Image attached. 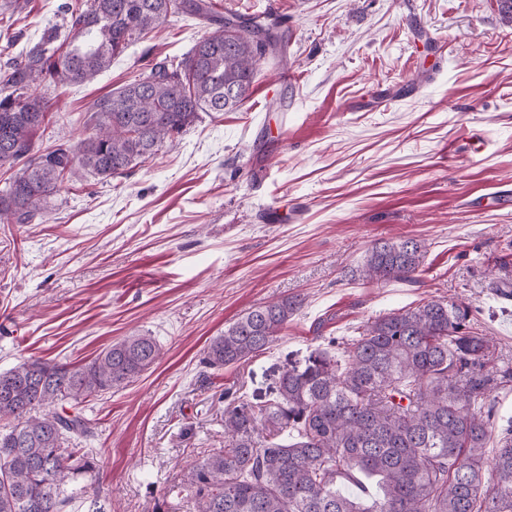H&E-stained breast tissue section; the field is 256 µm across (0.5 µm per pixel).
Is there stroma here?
<instances>
[{
	"mask_svg": "<svg viewBox=\"0 0 512 512\" xmlns=\"http://www.w3.org/2000/svg\"><path fill=\"white\" fill-rule=\"evenodd\" d=\"M63 0L0 12V65L61 20ZM288 30L286 64L257 66L236 110L199 120L126 174L61 190L43 224H0V370L91 360L154 336L161 357L79 406L96 436L97 498L72 512H153L203 450L224 445V392L264 386L318 337L431 299L477 307L512 362V22L497 0H224ZM211 22L175 18L92 83L49 90L85 134L93 99L186 52ZM414 238L411 283L356 270ZM303 305L258 360L211 374L207 340L251 307Z\"/></svg>",
	"mask_w": 512,
	"mask_h": 512,
	"instance_id": "35a3bbf8",
	"label": "stroma"
}]
</instances>
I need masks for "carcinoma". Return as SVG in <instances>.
Returning <instances> with one entry per match:
<instances>
[{
  "label": "carcinoma",
  "instance_id": "1",
  "mask_svg": "<svg viewBox=\"0 0 512 512\" xmlns=\"http://www.w3.org/2000/svg\"><path fill=\"white\" fill-rule=\"evenodd\" d=\"M220 0H68L46 31L0 73V224H42L63 184L107 181L154 157L199 119L250 95L256 65L286 53L266 17L220 12ZM185 14L217 24L183 57L93 99L91 132L72 144L39 141L64 122L38 87L84 85L112 59ZM424 246L374 245L359 277L413 282ZM302 300L255 306L209 338L204 368L244 366L278 340ZM472 306L431 299L366 322L336 344L325 338L273 371L265 389L224 393V447L202 455L155 512L194 500L196 512H512V427L495 454L492 393L512 384L498 343L472 327ZM160 357L135 333L86 363L26 360L0 371V512H68L97 494L94 457L74 441L94 435L77 411L125 388ZM491 491L481 492L485 481Z\"/></svg>",
  "mask_w": 512,
  "mask_h": 512
}]
</instances>
